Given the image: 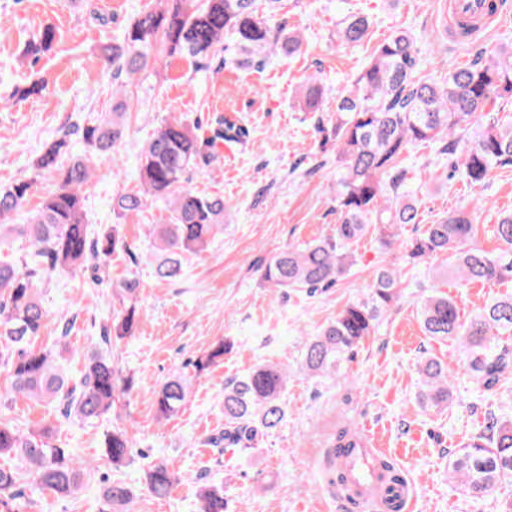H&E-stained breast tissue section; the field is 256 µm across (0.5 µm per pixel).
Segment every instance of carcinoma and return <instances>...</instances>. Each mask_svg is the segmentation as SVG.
Masks as SVG:
<instances>
[{"label": "carcinoma", "instance_id": "cac0c4a2", "mask_svg": "<svg viewBox=\"0 0 512 512\" xmlns=\"http://www.w3.org/2000/svg\"><path fill=\"white\" fill-rule=\"evenodd\" d=\"M271 16L257 12L255 0H157L155 8L136 14L120 38L101 48L112 69L110 112L72 125L43 146L32 164L34 176L0 185V245L26 239L33 251L21 258L0 256V365L9 374L12 389L37 402L53 404L62 419H97L112 411L116 393L126 394L132 380L122 376L112 360L98 353L86 357L85 371L71 386L58 366L67 351L55 347L35 350L34 341L46 327L49 315L41 286L52 277L75 278L89 262L98 267L128 251L119 225L100 235L88 236L83 214L85 191L96 158L113 150L122 139L127 119V86L132 77L162 60L175 57L207 58L228 50L232 38L237 59L256 67L269 63L276 52L294 55L303 46L302 35ZM368 17L348 13L338 23L336 38L354 48L367 37ZM62 34L53 26L42 29L34 51H48ZM425 52L413 33L394 30L374 49L364 69L336 94V121L325 139L336 142L338 170L333 200L338 214L328 236L302 246H290L265 264L262 279L272 288L315 292L336 284L354 264V248L371 235L385 255L369 292L347 304L336 318L310 337L303 369L317 376L337 374L370 336L395 303L403 297L402 266L448 256L450 272L466 282L512 281V212L501 215L495 236L505 245L496 254L467 246L474 234L472 214L453 210L419 236L400 239L403 227L419 223L417 202L403 189L406 172L400 164L420 144H433L440 155L459 154L466 180L482 183L497 168L512 165V121L498 117L500 104L512 100V43L485 49L473 61L448 68L438 76L426 69ZM322 91L315 77L302 86L304 109L318 110ZM181 118L164 121L140 153L139 188L113 198L112 211L125 220L142 214L150 199L164 201L168 223L150 230L155 275L161 280L179 277L189 254L200 253L224 232L227 204L220 195L207 196L190 186V174L201 157L214 158L225 143H239L245 130L226 120L212 135ZM83 151L69 153L72 138ZM57 174V188L33 211L26 205L37 190L38 177ZM122 308L113 312L112 327L103 341H121L133 335L140 320L141 281L131 271L113 285ZM419 315L426 335L460 343L465 374L482 391L512 387V345L500 342L512 335V295L487 303L468 320L460 317L455 301L433 292L422 299ZM417 398L426 410L444 409L455 400L448 367L435 359L418 369ZM285 369L262 364L224 386V434L208 438L220 448L251 447L283 420L281 397ZM188 379L174 374L155 393L157 417L167 420L182 408ZM0 400V457H17L41 486L61 495L83 488L84 471L67 448L52 444L45 435L24 432ZM355 432L341 428L327 447H355ZM104 455L114 469L133 460V442L127 432L112 429L105 437ZM450 476L474 497L512 481V417L492 416L484 430L464 443L450 463ZM24 473L0 466V506L9 508L21 498ZM149 491L166 497L177 474L161 460L145 472ZM136 496L135 486L118 478L103 490L112 512H126ZM199 512H227L224 486L199 489Z\"/></svg>", "mask_w": 512, "mask_h": 512}]
</instances>
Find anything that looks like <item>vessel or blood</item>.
<instances>
[{
	"label": "vessel or blood",
	"mask_w": 512,
	"mask_h": 512,
	"mask_svg": "<svg viewBox=\"0 0 512 512\" xmlns=\"http://www.w3.org/2000/svg\"><path fill=\"white\" fill-rule=\"evenodd\" d=\"M448 10L454 17H476L483 29L507 13L502 0H448ZM385 454L367 432L361 433L357 447L339 449L337 461L350 488L349 503L354 512H385L390 500L408 512L411 498L407 485L387 483L378 467L379 458Z\"/></svg>",
	"instance_id": "1"
}]
</instances>
